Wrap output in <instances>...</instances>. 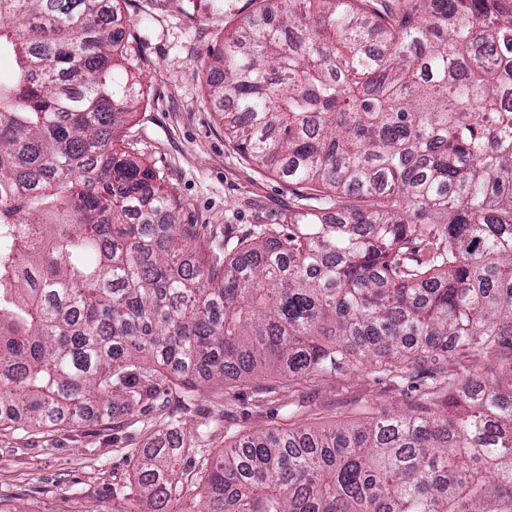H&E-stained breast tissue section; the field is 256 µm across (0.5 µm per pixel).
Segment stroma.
Masks as SVG:
<instances>
[{"mask_svg": "<svg viewBox=\"0 0 512 512\" xmlns=\"http://www.w3.org/2000/svg\"><path fill=\"white\" fill-rule=\"evenodd\" d=\"M129 62L145 96L124 126L125 150L160 173L181 203L179 220L200 248L251 238L255 225L286 230L300 188L246 159L206 97L201 59L270 0H120ZM395 380L361 367L314 378L241 379L202 390L169 376L153 404L109 425L0 432V505L11 512H125L136 458L178 418L201 454L217 456L240 434L304 423L326 426L415 402L426 380Z\"/></svg>", "mask_w": 512, "mask_h": 512, "instance_id": "obj_1", "label": "stroma"}]
</instances>
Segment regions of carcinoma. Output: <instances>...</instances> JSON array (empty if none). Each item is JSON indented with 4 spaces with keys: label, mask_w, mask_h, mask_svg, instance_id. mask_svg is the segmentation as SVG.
I'll list each match as a JSON object with an SVG mask.
<instances>
[{
    "label": "carcinoma",
    "mask_w": 512,
    "mask_h": 512,
    "mask_svg": "<svg viewBox=\"0 0 512 512\" xmlns=\"http://www.w3.org/2000/svg\"><path fill=\"white\" fill-rule=\"evenodd\" d=\"M118 0H0V431L193 389L425 364L412 406L239 436L197 512H512V0H278L208 53L242 153L301 188L288 233L194 250L120 145L143 91ZM498 358L464 379L452 357ZM181 436L129 512L184 493Z\"/></svg>",
    "instance_id": "obj_1"
}]
</instances>
